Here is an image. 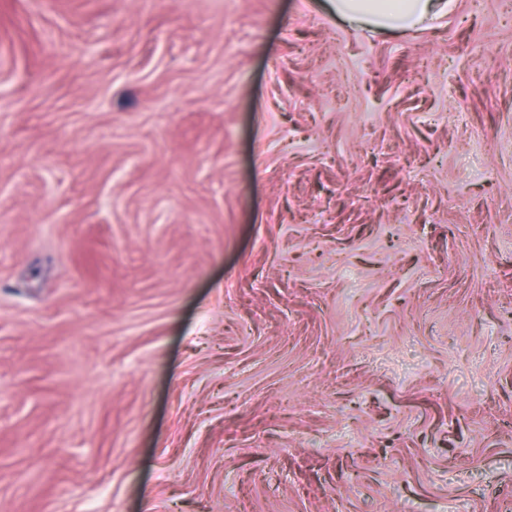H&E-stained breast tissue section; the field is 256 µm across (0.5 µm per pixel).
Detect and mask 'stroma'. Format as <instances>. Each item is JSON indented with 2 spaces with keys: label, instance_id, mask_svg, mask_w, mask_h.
<instances>
[{
  "label": "stroma",
  "instance_id": "35a3bbf8",
  "mask_svg": "<svg viewBox=\"0 0 512 512\" xmlns=\"http://www.w3.org/2000/svg\"><path fill=\"white\" fill-rule=\"evenodd\" d=\"M0 512H512V0H0ZM451 0H331L336 15L352 27L375 32H406L427 28L448 13Z\"/></svg>",
  "mask_w": 512,
  "mask_h": 512
}]
</instances>
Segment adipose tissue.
Wrapping results in <instances>:
<instances>
[{"instance_id":"obj_1","label":"adipose tissue","mask_w":512,"mask_h":512,"mask_svg":"<svg viewBox=\"0 0 512 512\" xmlns=\"http://www.w3.org/2000/svg\"><path fill=\"white\" fill-rule=\"evenodd\" d=\"M450 0H331L337 16L353 27L406 32L447 14Z\"/></svg>"}]
</instances>
